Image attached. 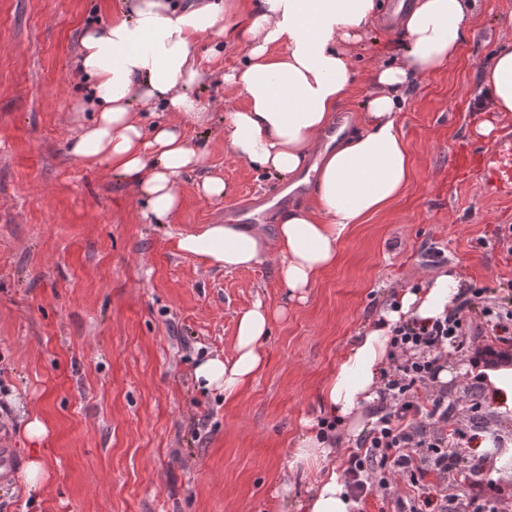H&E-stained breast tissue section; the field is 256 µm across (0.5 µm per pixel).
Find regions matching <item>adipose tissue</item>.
<instances>
[{"label":"adipose tissue","mask_w":512,"mask_h":512,"mask_svg":"<svg viewBox=\"0 0 512 512\" xmlns=\"http://www.w3.org/2000/svg\"><path fill=\"white\" fill-rule=\"evenodd\" d=\"M477 6L478 0H412L400 21L397 57L369 71L357 127L322 152L319 137L350 93L352 48L377 23L381 0H256L247 11L240 0H118L107 23L92 24L81 35L78 63L86 91L76 110L84 118L69 153L87 166H108L132 186L154 224L169 223L179 211V184L187 173L201 172L202 197H223V180L205 172V147L186 137L181 122L205 128L212 119L194 93L205 76L198 44L208 42L216 57L226 43L247 42L245 65L223 76L225 90L247 102L225 113L224 146L234 159L283 179L314 173L315 189L308 202L289 208L272 235L207 224L180 234L177 247L227 271L273 263L289 299H305L317 276L335 265L354 225L407 187L410 154L400 122L405 92L417 78L447 67ZM479 93L482 111L512 112V46L499 47L481 65ZM156 108L173 113L175 122L144 127L143 115ZM462 286L451 267L421 287L399 289L328 375L323 416L356 424L360 409L377 399L396 323L445 316ZM271 322L260 302L243 313L233 354L197 364L198 387L235 398L265 366L262 341ZM332 452L316 423H307L293 463L315 481L298 512H358L359 502L327 464Z\"/></svg>","instance_id":"adipose-tissue-1"}]
</instances>
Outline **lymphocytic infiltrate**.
Returning a JSON list of instances; mask_svg holds the SVG:
<instances>
[{"instance_id": "f902f5d3", "label": "lymphocytic infiltrate", "mask_w": 512, "mask_h": 512, "mask_svg": "<svg viewBox=\"0 0 512 512\" xmlns=\"http://www.w3.org/2000/svg\"><path fill=\"white\" fill-rule=\"evenodd\" d=\"M511 335L512 308L487 299L482 288L472 289L444 318L394 327L373 421L344 460V482L356 499L382 495L391 512H449L460 499L469 512H507L512 503L489 476L486 456H472L477 471H464L459 480L453 476L463 449L478 438L485 391L465 394L467 417L461 420L448 408L447 390L434 393L430 385L447 347L494 366L512 360L499 346Z\"/></svg>"}]
</instances>
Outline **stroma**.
<instances>
[{"label":"stroma","instance_id":"obj_1","mask_svg":"<svg viewBox=\"0 0 512 512\" xmlns=\"http://www.w3.org/2000/svg\"><path fill=\"white\" fill-rule=\"evenodd\" d=\"M113 3L0 0V424L23 463L25 419L50 428L42 491L12 477L0 512H296L313 477L290 469V452L320 417L327 374L393 291L452 265L465 288L512 301V196L491 194L481 152L492 142L473 135L480 67L512 44V0H480L458 56L409 88L411 180L353 228L303 301L288 300L273 264L227 271L177 248L179 233L283 185L224 149V114L246 101L219 78L244 65V42L196 89L209 131L186 128L224 198L201 197L188 175L179 212L151 224L131 187L69 154L79 38ZM258 301L272 313L263 372L233 401L203 393L196 363L231 356L238 317Z\"/></svg>","mask_w":512,"mask_h":512}]
</instances>
